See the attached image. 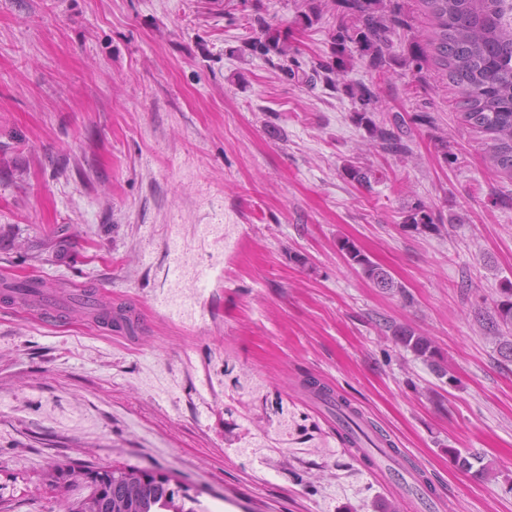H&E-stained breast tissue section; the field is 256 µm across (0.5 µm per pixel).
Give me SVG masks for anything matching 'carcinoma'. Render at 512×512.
I'll return each mask as SVG.
<instances>
[{
    "label": "carcinoma",
    "instance_id": "cac0c4a2",
    "mask_svg": "<svg viewBox=\"0 0 512 512\" xmlns=\"http://www.w3.org/2000/svg\"><path fill=\"white\" fill-rule=\"evenodd\" d=\"M337 7L336 27L328 30L331 56L319 57L309 70H302L296 55L299 49L288 42V32L267 17V11L255 7L250 26L255 33L245 49L252 55L268 59H290V76L299 84L322 83L344 93L358 105L354 112L355 124L368 133L367 149L383 156L400 160L409 157L411 150L403 133L406 122L416 126L431 124L427 112H415L410 120L400 113L388 119H376L379 95L374 84L352 82L345 79L356 59L367 62L375 71L387 74L397 68L423 62L427 43L434 49L436 59L447 77L459 89L458 107L469 126L489 136L491 159L496 169L512 175V0H424L434 20L433 31L426 41L413 36L407 52L393 50L392 35L405 29L398 9L399 0H330ZM299 21L307 28L322 19V0H302ZM351 182L366 186L370 171L348 163L342 168ZM403 223L415 228L438 232L442 227L441 213L422 200L412 203L403 216ZM340 251L347 263L357 266L361 275L375 287L399 293L410 301L405 288L391 273L372 262L355 243L341 241ZM45 287L41 280L15 281L8 285L10 292L20 298L31 296ZM86 304L96 313L101 323L132 329L130 319L123 310L112 311V304L98 300L94 292L85 291ZM512 328V282L500 289L494 300L493 314L486 329L499 338V354L512 358V335L501 336L502 329ZM395 341L405 350L422 358L440 376L446 370L439 364L438 349L431 340L421 336L404 324H390ZM305 386L315 395L333 403L346 436L355 434L353 420L345 414L350 405L315 379L305 380ZM136 469H117L112 475L110 512H170L174 496L164 497V491L143 484Z\"/></svg>",
    "mask_w": 512,
    "mask_h": 512
}]
</instances>
